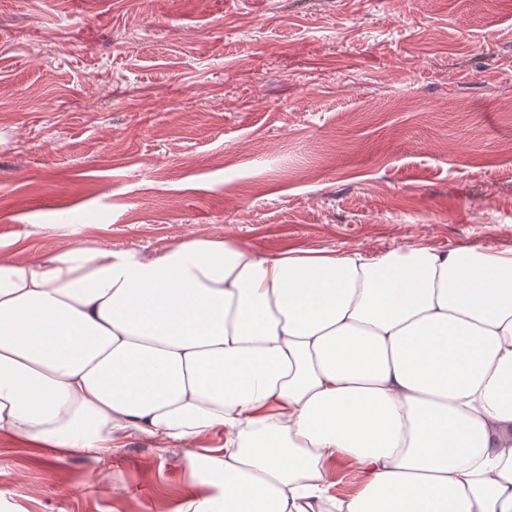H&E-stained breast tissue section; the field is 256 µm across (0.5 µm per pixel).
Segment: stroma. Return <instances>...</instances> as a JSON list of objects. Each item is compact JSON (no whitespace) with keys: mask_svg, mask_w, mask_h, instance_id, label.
Segmentation results:
<instances>
[{"mask_svg":"<svg viewBox=\"0 0 512 512\" xmlns=\"http://www.w3.org/2000/svg\"><path fill=\"white\" fill-rule=\"evenodd\" d=\"M512 249V0H0V256ZM143 438L0 435V512H176Z\"/></svg>","mask_w":512,"mask_h":512,"instance_id":"35a3bbf8","label":"stroma"}]
</instances>
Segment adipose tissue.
<instances>
[{
	"mask_svg": "<svg viewBox=\"0 0 512 512\" xmlns=\"http://www.w3.org/2000/svg\"><path fill=\"white\" fill-rule=\"evenodd\" d=\"M0 434L181 450L203 491L177 512H512V255L1 259ZM340 461L362 483L336 499Z\"/></svg>",
	"mask_w": 512,
	"mask_h": 512,
	"instance_id": "obj_1",
	"label": "adipose tissue"
}]
</instances>
